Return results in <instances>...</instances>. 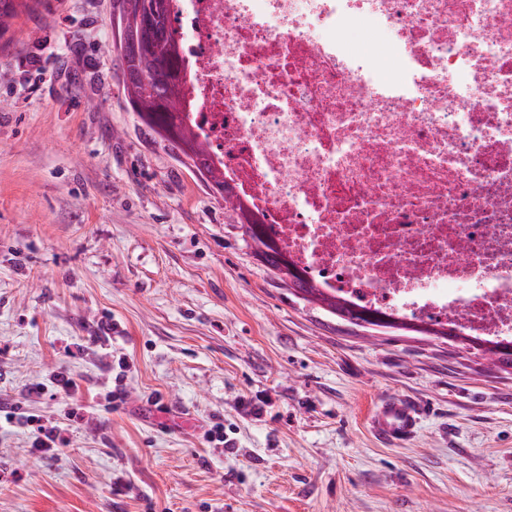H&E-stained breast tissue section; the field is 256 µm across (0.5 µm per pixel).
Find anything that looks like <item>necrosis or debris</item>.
Instances as JSON below:
<instances>
[{"mask_svg": "<svg viewBox=\"0 0 512 512\" xmlns=\"http://www.w3.org/2000/svg\"><path fill=\"white\" fill-rule=\"evenodd\" d=\"M173 5L212 160L319 288L512 339V0Z\"/></svg>", "mask_w": 512, "mask_h": 512, "instance_id": "obj_1", "label": "necrosis or debris"}]
</instances>
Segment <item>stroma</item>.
I'll return each mask as SVG.
<instances>
[{
  "mask_svg": "<svg viewBox=\"0 0 512 512\" xmlns=\"http://www.w3.org/2000/svg\"><path fill=\"white\" fill-rule=\"evenodd\" d=\"M36 2L0 47V404L63 442L0 416V512H512V366L304 300L129 106L114 0ZM420 412L414 406L387 401L372 420L375 432L390 442H401L414 434ZM26 424L33 426L35 423L38 424L37 435L35 436L34 443L35 449L39 452H49L55 448V443L59 435V428L56 426H47L46 424H40L41 420L36 415H28L26 417Z\"/></svg>",
  "mask_w": 512,
  "mask_h": 512,
  "instance_id": "35a3bbf8",
  "label": "stroma"
}]
</instances>
